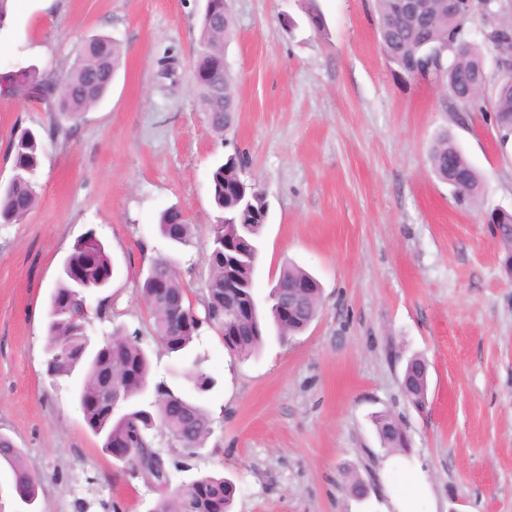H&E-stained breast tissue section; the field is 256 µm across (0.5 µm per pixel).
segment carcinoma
Listing matches in <instances>:
<instances>
[{
	"instance_id": "cac0c4a2",
	"label": "carcinoma",
	"mask_w": 512,
	"mask_h": 512,
	"mask_svg": "<svg viewBox=\"0 0 512 512\" xmlns=\"http://www.w3.org/2000/svg\"><path fill=\"white\" fill-rule=\"evenodd\" d=\"M377 28L388 61L397 71L411 78L446 77L450 99L467 111H483V97L477 86L485 73L484 60L476 45L465 38V24L478 10L488 11L481 0H459V11L448 17L445 0H422L425 22L403 12V0H376ZM234 21L224 11V0H206L201 20L199 49L193 72L202 111L209 114L212 129L218 133L231 124L238 111L236 77L224 71V45L231 39ZM485 39L498 46L500 67L512 70V22L490 26ZM123 50L111 37L95 35L84 39L75 50L69 70L58 78L41 76L33 66L20 67L0 76V91L21 93L26 99L46 105L76 122L98 106L109 91L120 68ZM491 123L502 140L512 137V80L504 77L496 87ZM42 143L30 130L10 138L7 155L13 175L0 184V224H19L36 207V175ZM432 173L453 188L460 204L476 201L481 175L459 146L440 134L429 154ZM244 154L235 153L216 162L211 173V194L219 212L211 225V250L207 257L209 277L202 309L182 325L171 322L168 302L186 299L175 262L170 257L154 259L138 281V292L153 320L155 341L175 356L179 366L170 374L185 379L198 394L211 391L215 380L201 367V359L189 358V348L199 339L202 327L224 332V348L231 354L250 357L259 352L266 338V326L275 327L278 338L295 336L311 324L318 313L320 286L306 270L290 264L284 267L265 305H257L248 317H234L227 308L229 293L224 288L225 249L236 236L258 239V224L266 201L256 184L242 179ZM177 208L165 209L158 224L160 234L173 245L190 243L193 225L184 219L174 222ZM488 222L498 231L505 247L506 266L512 265V214L493 211ZM259 253L231 257L233 278L240 284L238 300H257L256 270ZM64 265L80 275L82 283L98 291L109 286L113 275L112 257L104 243L88 235L75 243ZM305 285L298 296L297 311L288 324L280 322L278 301L288 296V286ZM47 374L55 379L80 371L76 391L78 406L88 428L96 435L124 439L135 448L128 465L129 475L139 471L154 485L158 497L153 512H231L236 484L224 476L204 475L195 489L173 484L172 470H190L189 461L205 446L212 433V419L193 397L171 386L166 378L150 382L152 364L137 338L127 337L117 327L94 350L87 343L89 320L84 317V299L77 283L67 274L59 277L51 294L47 314ZM401 387L406 398L422 407L428 397L425 361L409 359ZM153 391V399L143 404L140 397ZM373 423L380 444L391 450H404L401 423L390 413H379ZM178 439L169 463L155 456L156 437ZM0 459L8 465L16 493L37 501L41 480L27 466L20 449L0 434Z\"/></svg>"
}]
</instances>
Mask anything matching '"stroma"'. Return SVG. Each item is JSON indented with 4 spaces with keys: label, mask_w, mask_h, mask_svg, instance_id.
Here are the masks:
<instances>
[{
    "label": "stroma",
    "mask_w": 512,
    "mask_h": 512,
    "mask_svg": "<svg viewBox=\"0 0 512 512\" xmlns=\"http://www.w3.org/2000/svg\"><path fill=\"white\" fill-rule=\"evenodd\" d=\"M324 17L314 28L307 8ZM226 61L240 108L211 128L192 80L203 0H14L0 32V74L63 72L80 37L104 33L123 50L107 98L70 135L47 138L55 113L0 96V181L17 128L42 132L39 202L0 224V432L43 478L39 512H147L156 494L118 473L75 401L78 377L51 380L44 349L51 292L77 239L108 248L112 319L138 332L156 374L170 359L153 340L136 275L172 255L193 307L208 277L210 193L218 158L243 151L246 178L268 205L258 282L294 263L322 294L317 318L257 356H230L216 330L196 348L217 381L204 401L213 431L191 472L238 486L233 512H397L411 490L419 512H512V274L491 210L512 212V141L482 112L453 107L441 80L398 75L379 42L374 0H229ZM512 20V0L466 23L498 82L489 22ZM448 132L482 175L478 202L455 204L429 152ZM182 209L193 238L172 250L159 214ZM429 368L423 407L400 388L412 356ZM406 428L408 453L382 448L379 412ZM368 487L358 499L350 474Z\"/></svg>",
    "instance_id": "obj_1"
}]
</instances>
